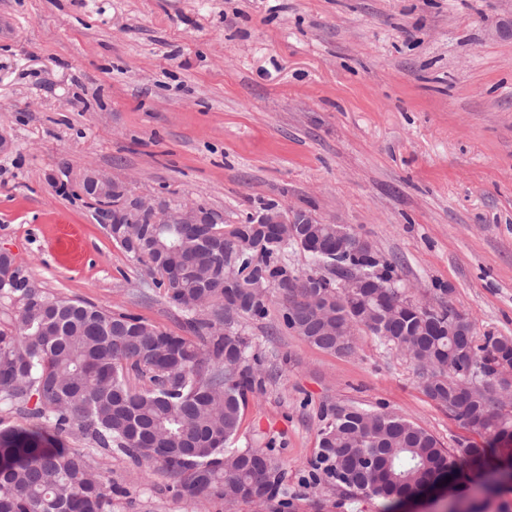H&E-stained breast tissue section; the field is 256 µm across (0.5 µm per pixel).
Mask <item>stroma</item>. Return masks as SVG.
<instances>
[{
  "label": "stroma",
  "mask_w": 512,
  "mask_h": 512,
  "mask_svg": "<svg viewBox=\"0 0 512 512\" xmlns=\"http://www.w3.org/2000/svg\"><path fill=\"white\" fill-rule=\"evenodd\" d=\"M0 135V247L57 296L181 331L80 194L95 168L228 226L307 210L392 261L411 299L512 337V0H0ZM281 314L277 297L240 327L271 375L234 441L274 448L281 512H383L315 470L323 407L404 414L452 452L477 441L394 345L361 328L332 355ZM95 462L125 490L113 512H256Z\"/></svg>",
  "instance_id": "35a3bbf8"
}]
</instances>
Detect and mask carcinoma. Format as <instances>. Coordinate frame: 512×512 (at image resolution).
Here are the masks:
<instances>
[{
	"label": "carcinoma",
	"mask_w": 512,
	"mask_h": 512,
	"mask_svg": "<svg viewBox=\"0 0 512 512\" xmlns=\"http://www.w3.org/2000/svg\"><path fill=\"white\" fill-rule=\"evenodd\" d=\"M224 224H129L114 239L131 259L146 257L167 304L183 317L186 335L165 332L143 318L25 287L15 273L0 280V299L19 298L0 327V406L29 421L0 428V512H112L126 490L94 463L117 453L173 479L167 490L186 502L218 499L261 503L279 512L284 472L272 449L229 447L248 394L262 389L259 355L237 327L267 319V299L283 294L285 325L311 345L337 356L353 352V328L365 327L409 352L423 393L477 433L512 430V412L485 390L512 378V339L486 335L477 343L468 318L453 307L426 308L401 288H290L288 251L295 239L271 243L264 224H233L211 251L206 280L188 270ZM252 269L224 286V262ZM362 275L394 265L370 256L343 261ZM142 381L136 389L130 374ZM479 388L467 397L458 382ZM315 468L346 495L362 493L392 504L445 477L471 473L484 481L505 460L474 443L460 449L465 468L439 441L404 416L354 403L322 412ZM78 435L87 447L70 448Z\"/></svg>",
	"instance_id": "obj_1"
}]
</instances>
